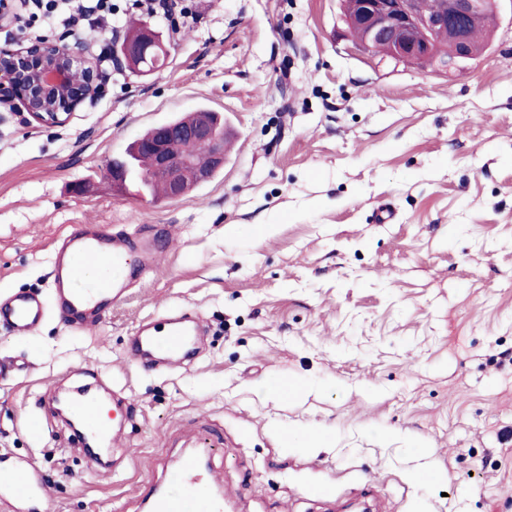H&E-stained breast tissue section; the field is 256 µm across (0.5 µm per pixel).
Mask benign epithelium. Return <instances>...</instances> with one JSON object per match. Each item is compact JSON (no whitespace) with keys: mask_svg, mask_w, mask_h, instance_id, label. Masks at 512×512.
Wrapping results in <instances>:
<instances>
[{"mask_svg":"<svg viewBox=\"0 0 512 512\" xmlns=\"http://www.w3.org/2000/svg\"><path fill=\"white\" fill-rule=\"evenodd\" d=\"M486 13L484 0H438L433 8L427 0H346L345 7L349 31L364 49L445 71H457L476 59L472 35L485 25ZM439 34L446 35L445 42L437 39ZM158 48H163L159 38L144 29L125 41L123 55L138 68ZM103 59L86 45L64 51L44 39H23L0 48V109L24 112L40 126H64L77 111L95 107L104 98L112 73ZM190 144L206 147V163L185 151ZM136 148L150 157L148 177L162 181L170 198L186 195L224 167V139L206 112L184 124L154 126L148 137L137 140ZM110 175L115 188H127L128 161H114Z\"/></svg>","mask_w":512,"mask_h":512,"instance_id":"benign-epithelium-1","label":"benign epithelium"}]
</instances>
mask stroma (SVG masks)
<instances>
[{
    "instance_id": "35a3bbf8",
    "label": "stroma",
    "mask_w": 512,
    "mask_h": 512,
    "mask_svg": "<svg viewBox=\"0 0 512 512\" xmlns=\"http://www.w3.org/2000/svg\"><path fill=\"white\" fill-rule=\"evenodd\" d=\"M193 10L178 37L133 14L164 66L121 68L67 125L0 114L1 296L50 298L76 224L164 242L97 327L54 311L32 338L0 326V469L34 462L36 512H148L193 452L229 512H512V0L454 76L365 50L343 0ZM202 105L229 136L217 176L178 199L113 191V157ZM178 309L205 326L198 355L134 363L137 328ZM97 378L133 405L109 468L48 410ZM314 431L327 446L306 447Z\"/></svg>"
}]
</instances>
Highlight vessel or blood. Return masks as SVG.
<instances>
[{"mask_svg": "<svg viewBox=\"0 0 512 512\" xmlns=\"http://www.w3.org/2000/svg\"><path fill=\"white\" fill-rule=\"evenodd\" d=\"M161 249L157 235L135 238L111 236L97 225L80 224L55 248L52 288L58 309L76 316L77 329L90 326V318L104 306L105 300L120 301L137 276L151 271ZM48 314V307L38 295L17 292L0 300V324L18 336H33ZM188 333L179 326L164 330L141 328L134 337L131 355L136 363L166 350L189 348ZM71 409L93 436L109 439L112 423H120L128 407L115 405L111 419L101 415L102 405L94 397L74 398ZM213 477L196 454H185L169 488L155 491L151 512H223L221 499L211 497ZM43 486L35 467L17 462L9 475L0 474V499L13 506L41 496Z\"/></svg>", "mask_w": 512, "mask_h": 512, "instance_id": "b4317fda", "label": "vessel or blood"}]
</instances>
